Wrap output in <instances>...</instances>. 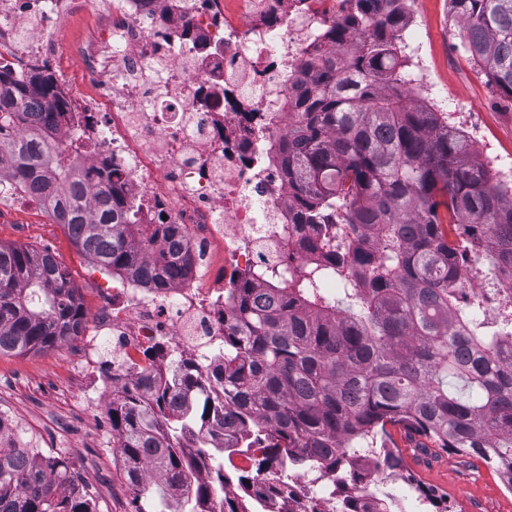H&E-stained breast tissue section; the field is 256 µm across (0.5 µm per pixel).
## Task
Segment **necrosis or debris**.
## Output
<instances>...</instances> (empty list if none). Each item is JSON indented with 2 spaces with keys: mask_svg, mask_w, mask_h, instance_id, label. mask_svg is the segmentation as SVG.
Wrapping results in <instances>:
<instances>
[{
  "mask_svg": "<svg viewBox=\"0 0 512 512\" xmlns=\"http://www.w3.org/2000/svg\"><path fill=\"white\" fill-rule=\"evenodd\" d=\"M100 21L78 52L94 99L56 78L59 105L50 142L86 145L77 168L89 189L118 177L128 207L143 224L176 227L155 247L190 246L195 263L167 288L148 290L113 275L100 290L95 327L84 353L96 364L101 345L112 362L97 377L120 388L141 368L163 370L184 361L213 379L224 351L228 282L278 254L292 209L274 156L304 79L302 63L328 51V27L348 12V0H91ZM71 0H0V67L26 76L56 70V36ZM402 67L417 98L447 113L473 140L474 110L436 89L417 32L403 40ZM222 252L228 280L209 267ZM487 272L463 269L466 287L482 295L484 315L512 311V290L486 287Z\"/></svg>",
  "mask_w": 512,
  "mask_h": 512,
  "instance_id": "necrosis-or-debris-1",
  "label": "necrosis or debris"
}]
</instances>
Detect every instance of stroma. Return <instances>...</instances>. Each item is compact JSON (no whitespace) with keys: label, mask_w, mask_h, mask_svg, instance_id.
Here are the masks:
<instances>
[{"label":"stroma","mask_w":512,"mask_h":512,"mask_svg":"<svg viewBox=\"0 0 512 512\" xmlns=\"http://www.w3.org/2000/svg\"><path fill=\"white\" fill-rule=\"evenodd\" d=\"M416 6L423 50L439 90L476 107L485 140L512 158V100L473 62L448 0H417ZM91 22V11L78 6L57 37L60 67L76 87L82 84L78 46ZM0 243L55 253L82 295L87 322H94L102 275L44 209L21 200L1 201ZM82 351L76 338L44 352L0 355V408L12 409L23 431L37 435L40 448L71 460L97 512H135L134 495L113 450L108 406L91 388L93 374L83 366ZM391 440L407 469L447 500L450 512H512V491L487 466L434 447L421 451V437H408L399 427L392 428Z\"/></svg>","instance_id":"1"}]
</instances>
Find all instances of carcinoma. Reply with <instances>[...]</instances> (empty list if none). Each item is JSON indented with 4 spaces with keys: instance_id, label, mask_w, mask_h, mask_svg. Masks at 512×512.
I'll use <instances>...</instances> for the list:
<instances>
[{
    "instance_id": "obj_1",
    "label": "carcinoma",
    "mask_w": 512,
    "mask_h": 512,
    "mask_svg": "<svg viewBox=\"0 0 512 512\" xmlns=\"http://www.w3.org/2000/svg\"><path fill=\"white\" fill-rule=\"evenodd\" d=\"M326 33L332 49L305 64L307 83L277 144L295 212L283 255L231 289L221 390L182 365L144 368L112 395L108 417L122 474L139 498L152 470L168 512H257L290 494L292 512H323L307 484L326 481L335 512L368 510L370 478L402 472L388 427L476 459L512 487V344L480 317L460 268L488 262L512 289V191L498 186L466 137L405 91L397 33L405 0H352ZM472 59L512 99V0H449ZM52 77L0 69V152L53 206L95 264L164 288L190 254L156 253L168 224H135L116 183L89 194L65 154L37 143L54 124L33 92ZM85 314L48 249L0 245V355L44 352L81 335ZM381 447H376V444ZM436 512L432 491L404 475ZM0 512H96L69 459L0 447Z\"/></svg>"
}]
</instances>
